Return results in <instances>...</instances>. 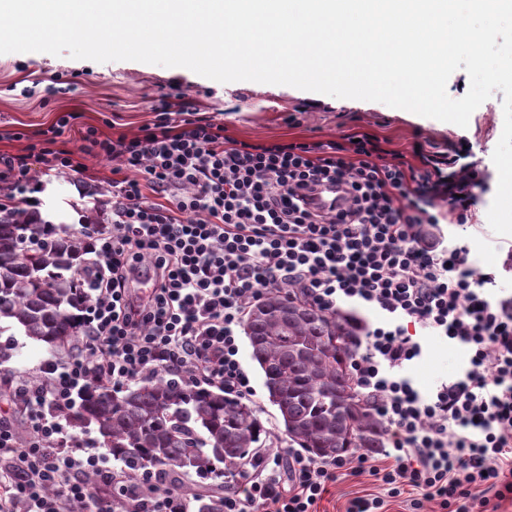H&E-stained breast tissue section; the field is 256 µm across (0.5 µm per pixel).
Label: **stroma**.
Returning a JSON list of instances; mask_svg holds the SVG:
<instances>
[{"instance_id":"stroma-1","label":"stroma","mask_w":512,"mask_h":512,"mask_svg":"<svg viewBox=\"0 0 512 512\" xmlns=\"http://www.w3.org/2000/svg\"><path fill=\"white\" fill-rule=\"evenodd\" d=\"M173 87L196 99L208 112L221 114L226 135L238 139L317 141L365 131L388 139L391 149L405 154L417 141L425 148L441 150L462 143L468 148L469 163L481 171L493 169L492 153L503 129L504 94L499 90L462 128L380 102L336 98L286 85L219 83L182 67L136 61L97 63L66 54L28 52L0 54V129L8 127L26 134L20 141H0V151L24 152L28 136L54 123L63 112L78 113L80 125L101 129L110 125L115 131L136 135L155 118L149 110L151 100ZM292 113L298 117L293 124L287 121ZM86 164L90 169L87 179L62 175L42 180L41 215L69 234H78L87 220H106L105 212H86L83 197L111 196L113 164L93 158ZM497 241V235L486 230L471 246L478 268H496L497 293L512 296V271H507L505 256L496 249ZM6 343L15 347L16 354L9 363L0 365V384L24 372L38 375L40 364L50 356L46 347L13 328L0 329V344ZM423 349L422 358L408 375L421 395L428 397L441 382L462 374L468 364V350L432 334L424 337ZM240 354L255 391L252 406L268 433L265 446L274 453L284 451L290 441L282 431L277 408L268 398L249 345H242Z\"/></svg>"}]
</instances>
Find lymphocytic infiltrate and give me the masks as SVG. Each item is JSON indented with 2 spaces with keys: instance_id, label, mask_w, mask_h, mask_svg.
<instances>
[{
  "instance_id": "1",
  "label": "lymphocytic infiltrate",
  "mask_w": 512,
  "mask_h": 512,
  "mask_svg": "<svg viewBox=\"0 0 512 512\" xmlns=\"http://www.w3.org/2000/svg\"><path fill=\"white\" fill-rule=\"evenodd\" d=\"M138 135L86 126L83 155L116 162L106 223L85 238L78 279L84 350L45 360L41 377L16 376L0 408V512H192L181 478L110 474L101 457L64 447L47 406L68 404L97 380L120 389L164 372L189 385L250 398L239 332L251 306L285 289L325 313L372 308L365 349L351 361L355 388L384 426L380 455L316 460L291 448L258 456L224 493V512H318L339 479L368 476L374 494L346 512H484L512 501V297L493 296L495 274L477 268L460 237L490 191L462 149L412 147L413 161L375 135L342 140H238L198 101L163 94ZM74 119L58 116L25 153L0 152V218L42 177L88 168L58 139ZM470 351L462 377L422 397L405 369L423 353L422 331ZM23 407L20 433L8 406ZM112 478L103 503L88 478Z\"/></svg>"
}]
</instances>
